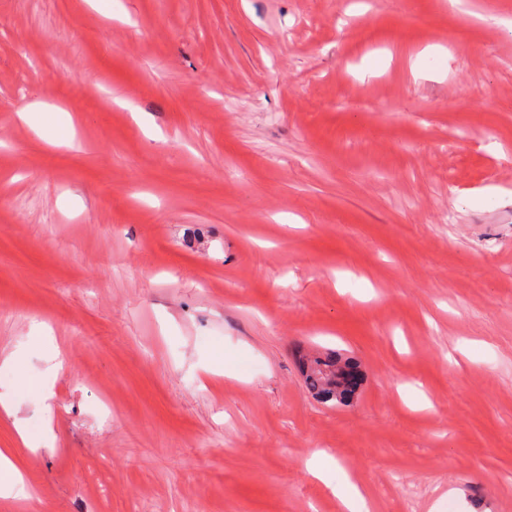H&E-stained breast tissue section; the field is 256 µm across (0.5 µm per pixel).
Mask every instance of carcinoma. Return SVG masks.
Here are the masks:
<instances>
[{
	"label": "carcinoma",
	"instance_id": "obj_1",
	"mask_svg": "<svg viewBox=\"0 0 512 512\" xmlns=\"http://www.w3.org/2000/svg\"><path fill=\"white\" fill-rule=\"evenodd\" d=\"M302 368L309 391L325 402H349L361 382L359 365L336 352L305 356Z\"/></svg>",
	"mask_w": 512,
	"mask_h": 512
}]
</instances>
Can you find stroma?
<instances>
[{
    "label": "stroma",
    "mask_w": 512,
    "mask_h": 512,
    "mask_svg": "<svg viewBox=\"0 0 512 512\" xmlns=\"http://www.w3.org/2000/svg\"><path fill=\"white\" fill-rule=\"evenodd\" d=\"M508 18L0 0V512H341L319 450L371 512H512ZM327 349L350 404L305 387ZM302 368L307 388L324 402H349L361 382L359 365L336 352L305 356ZM332 377H336L334 385L329 383ZM16 431L22 442L33 449L49 448L52 442L51 422H46L42 429L31 430L25 422L18 421L15 425ZM28 498L30 489L6 449L0 450V496ZM336 468V459L325 451L316 452L307 463L310 474L321 480L336 495L341 502L344 512H368L366 499L360 490L349 477L344 473L343 481L333 484L328 480V470Z\"/></svg>",
    "instance_id": "35a3bbf8"
}]
</instances>
